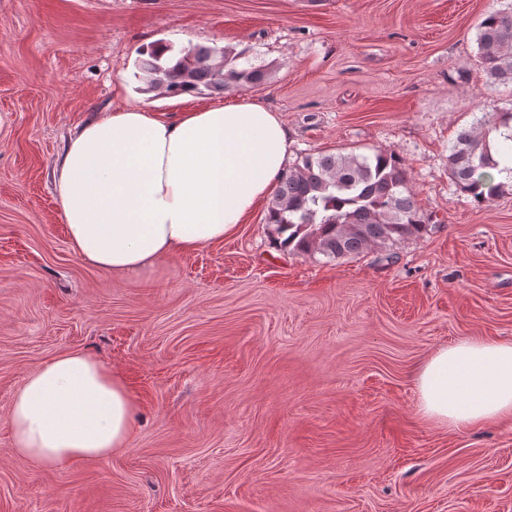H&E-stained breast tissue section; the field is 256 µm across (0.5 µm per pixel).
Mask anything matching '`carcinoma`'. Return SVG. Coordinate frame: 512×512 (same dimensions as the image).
<instances>
[{"label":"carcinoma","mask_w":512,"mask_h":512,"mask_svg":"<svg viewBox=\"0 0 512 512\" xmlns=\"http://www.w3.org/2000/svg\"><path fill=\"white\" fill-rule=\"evenodd\" d=\"M476 44L477 62L488 82L512 85V8L483 14ZM174 51L165 42L142 51L139 70L146 90L224 94L260 87L270 78V67L252 62L247 48L184 47L169 66L162 55ZM499 153L512 158V112H495L461 128L448 146L450 179L479 205L512 189V167L507 181L495 178ZM266 224L280 247L329 260L419 238L433 227L432 218L417 205L401 158L392 150L303 157L278 178Z\"/></svg>","instance_id":"carcinoma-1"}]
</instances>
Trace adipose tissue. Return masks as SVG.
Segmentation results:
<instances>
[{"mask_svg": "<svg viewBox=\"0 0 512 512\" xmlns=\"http://www.w3.org/2000/svg\"><path fill=\"white\" fill-rule=\"evenodd\" d=\"M288 129L243 100L177 121L126 106L69 139L54 174L74 252L129 273L233 234L283 172ZM423 420L467 429L512 417V342L467 340L438 349L416 377ZM136 405L123 380L80 352L30 373L8 421L15 454L59 464L126 448Z\"/></svg>", "mask_w": 512, "mask_h": 512, "instance_id": "1", "label": "adipose tissue"}]
</instances>
